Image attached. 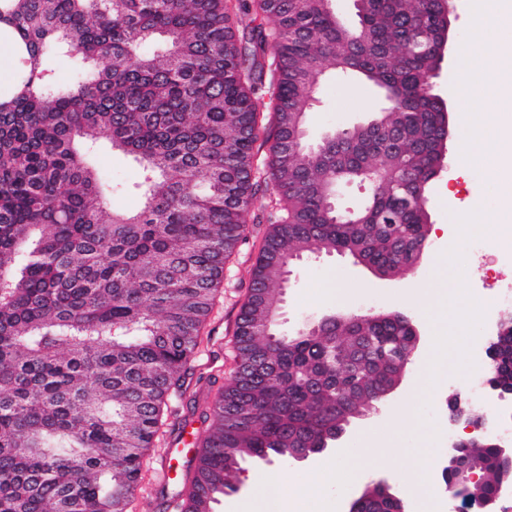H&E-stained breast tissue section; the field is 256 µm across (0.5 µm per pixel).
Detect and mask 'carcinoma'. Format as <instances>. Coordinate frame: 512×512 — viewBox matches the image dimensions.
<instances>
[{"label":"carcinoma","mask_w":512,"mask_h":512,"mask_svg":"<svg viewBox=\"0 0 512 512\" xmlns=\"http://www.w3.org/2000/svg\"><path fill=\"white\" fill-rule=\"evenodd\" d=\"M356 16L331 0H0L16 62L0 93V512H127L250 220L269 230L182 512H214L246 460L326 451L382 405L413 323L388 310L276 330L297 258L341 250L395 279L429 246L447 110L436 3L362 0ZM329 67L379 93L383 132L355 125L314 154L301 128ZM103 141L138 164L135 214L107 203ZM365 169L371 194L337 218L328 198ZM488 380L512 387V353ZM468 452L492 491L496 449ZM398 509L388 491L356 500Z\"/></svg>","instance_id":"cac0c4a2"}]
</instances>
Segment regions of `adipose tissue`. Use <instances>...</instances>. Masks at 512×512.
Segmentation results:
<instances>
[{"instance_id":"ef3b65f1","label":"adipose tissue","mask_w":512,"mask_h":512,"mask_svg":"<svg viewBox=\"0 0 512 512\" xmlns=\"http://www.w3.org/2000/svg\"><path fill=\"white\" fill-rule=\"evenodd\" d=\"M471 31L482 51V62L472 81L460 88L457 102L464 110L471 99L480 97L489 109L462 129L459 148L466 166L482 168L494 178L512 173V121L504 122L500 112L501 61L512 59V0H477ZM281 480V475L272 471L251 478L249 493L234 504L232 512H288L287 501L267 495Z\"/></svg>"}]
</instances>
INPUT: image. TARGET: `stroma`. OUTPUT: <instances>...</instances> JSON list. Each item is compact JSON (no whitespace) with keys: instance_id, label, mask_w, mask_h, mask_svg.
<instances>
[{"instance_id":"obj_1","label":"stroma","mask_w":512,"mask_h":512,"mask_svg":"<svg viewBox=\"0 0 512 512\" xmlns=\"http://www.w3.org/2000/svg\"><path fill=\"white\" fill-rule=\"evenodd\" d=\"M453 13L448 41V53L436 81L435 91L447 103L452 128H459L455 88L473 69L461 66L464 57L480 60L481 51L475 47L469 31V13L474 0H452ZM373 101L370 92L328 73L316 95V101L307 114L305 132L309 143H318L328 132L367 121ZM446 167L432 187L430 215L433 230L430 246L416 270L401 280H385L374 276L363 267L353 265L348 258L334 254L310 257L297 262L289 276L285 290L286 304L277 329L283 334L294 332L334 310L336 301L329 289L336 281L350 283L354 292L344 305L348 311L385 308L407 311L417 329L418 345L399 386L379 412L351 422L338 448L353 447L354 437L370 426L389 427L391 433L372 456L355 488L344 490L323 485L320 469L335 459L338 449L316 454L302 461L284 460L269 464H246L240 475L239 493H246L250 477L266 469L282 476L281 495L292 502L294 512H350L352 503L368 488L382 483L391 493L402 497L404 512H475L474 506L462 501H449L443 492L442 471L448 463L449 439L464 438L460 426L450 429V438L438 433L439 422L448 420V402L451 398H465L463 374L459 369L465 339L453 336L448 347L439 349L441 371L431 387L415 389L417 371L430 353L431 333L427 313L421 304L412 300L415 289L433 283L449 284L458 293L468 294L480 287L486 276L512 278V262L496 259L497 237H490L485 257L476 256L470 243L449 249L443 230L452 224L471 220L468 202H480L485 208H498L505 188L483 170L465 168L456 141H449ZM268 231L267 225L248 223L246 241L224 266V284L208 322L211 342L203 343L196 357V379L189 391L198 399H205L210 381L227 382L235 369V329L240 308L250 287V271ZM176 426H167L157 441L154 452L144 462L143 479L131 499L127 512H166L165 505L174 497L186 470L187 461L181 458L177 445ZM432 463L427 482L439 487L437 499H409L405 483L411 477V464L416 457ZM169 466L171 478L162 481V466Z\"/></svg>"}]
</instances>
